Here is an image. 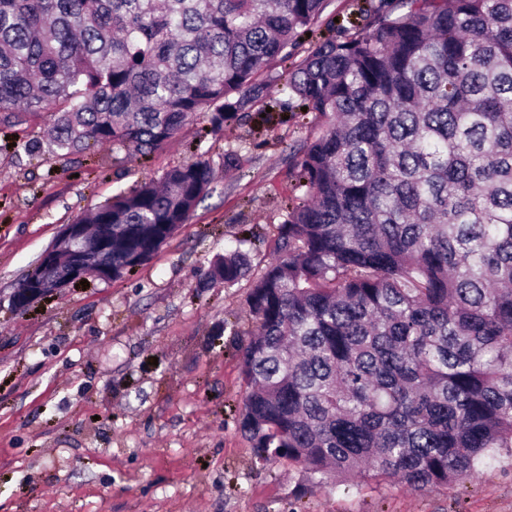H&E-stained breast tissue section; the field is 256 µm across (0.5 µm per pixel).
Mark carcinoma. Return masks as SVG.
Segmentation results:
<instances>
[{
    "instance_id": "cac0c4a2",
    "label": "carcinoma",
    "mask_w": 512,
    "mask_h": 512,
    "mask_svg": "<svg viewBox=\"0 0 512 512\" xmlns=\"http://www.w3.org/2000/svg\"><path fill=\"white\" fill-rule=\"evenodd\" d=\"M328 5L0 0V121L45 114L24 150L49 157L147 156L202 123L194 161L73 220L112 225L120 279L212 191L202 142L261 103L315 113L304 200L245 299L239 429L314 474L452 486L512 455V0H378L295 59ZM246 243L205 285L249 274Z\"/></svg>"
}]
</instances>
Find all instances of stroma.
<instances>
[{"mask_svg": "<svg viewBox=\"0 0 512 512\" xmlns=\"http://www.w3.org/2000/svg\"><path fill=\"white\" fill-rule=\"evenodd\" d=\"M197 127L146 159L106 145L49 160L23 149L40 123L0 122V512H512V456L454 488L414 492L260 460L238 428L250 282L198 281L238 237L261 239L251 276L270 261L302 196L292 152L320 134L314 113L255 111L225 127L202 145L213 193L148 262L12 308L61 225L193 161ZM228 153L237 168L225 169Z\"/></svg>", "mask_w": 512, "mask_h": 512, "instance_id": "35a3bbf8", "label": "stroma"}]
</instances>
